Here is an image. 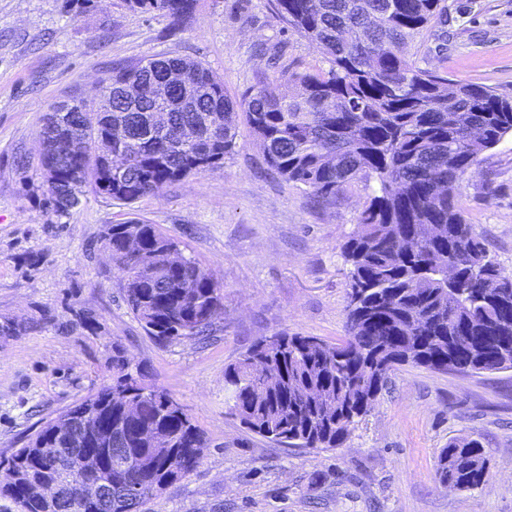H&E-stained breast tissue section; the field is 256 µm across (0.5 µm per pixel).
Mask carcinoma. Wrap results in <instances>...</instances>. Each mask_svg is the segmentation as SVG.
Returning a JSON list of instances; mask_svg holds the SVG:
<instances>
[{
    "label": "carcinoma",
    "mask_w": 512,
    "mask_h": 512,
    "mask_svg": "<svg viewBox=\"0 0 512 512\" xmlns=\"http://www.w3.org/2000/svg\"><path fill=\"white\" fill-rule=\"evenodd\" d=\"M160 12L178 31L197 0H126ZM280 17L328 56L329 69L262 74L240 99L202 62L156 58L117 66L100 77L102 95L54 104L38 133L42 149L39 205L61 221L86 185L127 204L224 165L245 118L266 162L289 182L329 201L361 176L378 191L343 244L350 291L343 339L274 336L254 343L224 369L231 415L248 431L305 448H338L372 409L389 375L412 364L441 372L512 369V276L489 259L458 205L457 191L478 156L512 136V95L449 79L417 66L416 40L441 36V0H275ZM140 242L130 254L127 235ZM104 243L126 273L123 299L160 342L202 336L224 318L219 283L183 258L179 244L139 219L110 224ZM453 264L459 279L448 282ZM267 364L259 387L251 366ZM93 402L112 425V447L88 437L103 482L95 500L50 463L43 449L61 440L37 432L6 461L18 477L0 485L17 512H136L144 499L188 478L205 438L184 409L152 399L128 418L108 389ZM172 437L160 448L146 435ZM487 474L481 442L457 439L441 449L435 477L450 491L480 486ZM58 483L47 507L30 490L35 479Z\"/></svg>",
    "instance_id": "obj_1"
}]
</instances>
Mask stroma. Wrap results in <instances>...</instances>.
<instances>
[{
	"mask_svg": "<svg viewBox=\"0 0 512 512\" xmlns=\"http://www.w3.org/2000/svg\"><path fill=\"white\" fill-rule=\"evenodd\" d=\"M447 41L425 37L423 68L512 93V0H444ZM284 46L282 69L328 62L281 20L272 0H198L173 34L159 13L125 0L77 12L66 0H0V453L110 385L112 357L141 369L203 433L196 470L139 512H512V369L456 375L405 365L339 448H291L246 430L224 404V369L281 332L344 336L350 267L343 244L377 185L357 179L332 202L269 168L247 124L223 166L124 205L85 189L64 223L31 197L38 131L50 105L91 98L118 64L202 61L240 97ZM459 206L501 273L512 276V136L483 152ZM130 218L177 240L223 288L224 318L204 338L161 344L122 299L124 275L104 247L107 225ZM481 440L488 474L449 491L434 465L450 440Z\"/></svg>",
	"mask_w": 512,
	"mask_h": 512,
	"instance_id": "1",
	"label": "stroma"
}]
</instances>
